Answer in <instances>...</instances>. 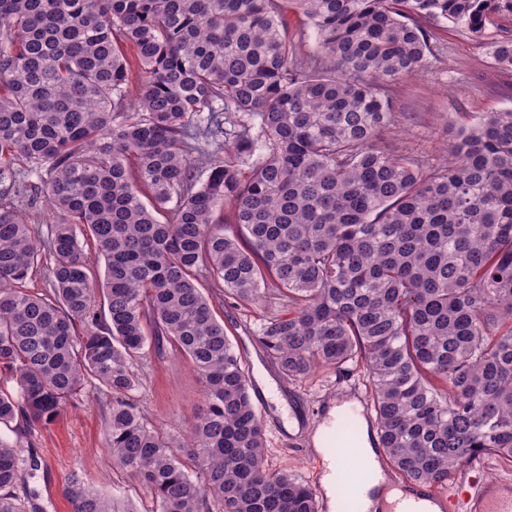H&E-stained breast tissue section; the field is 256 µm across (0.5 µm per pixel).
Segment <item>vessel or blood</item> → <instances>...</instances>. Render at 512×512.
Masks as SVG:
<instances>
[{
	"mask_svg": "<svg viewBox=\"0 0 512 512\" xmlns=\"http://www.w3.org/2000/svg\"><path fill=\"white\" fill-rule=\"evenodd\" d=\"M429 505L438 506L440 512H512V481L486 482L468 474L445 491L410 486L400 512H424Z\"/></svg>",
	"mask_w": 512,
	"mask_h": 512,
	"instance_id": "obj_1",
	"label": "vessel or blood"
}]
</instances>
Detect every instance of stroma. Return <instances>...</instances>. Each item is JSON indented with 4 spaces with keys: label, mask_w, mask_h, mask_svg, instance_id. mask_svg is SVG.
Masks as SVG:
<instances>
[{
    "label": "stroma",
    "mask_w": 512,
    "mask_h": 512,
    "mask_svg": "<svg viewBox=\"0 0 512 512\" xmlns=\"http://www.w3.org/2000/svg\"><path fill=\"white\" fill-rule=\"evenodd\" d=\"M509 30L512 22L499 20L476 38L448 22L435 25V55L419 76L400 80L392 90L399 121L383 132L381 146L395 154L418 153L436 165L455 127L480 113L512 107V69L497 66L491 55L493 42ZM277 309L270 298L247 306L228 299L216 312L249 377L269 378L276 395L287 401L300 421L299 431H287L273 401L265 400L261 420L270 468L292 472L314 486L321 497L325 494L319 486L323 466L313 438L337 401L366 404V376L360 369L339 375L323 368L303 383L284 380L256 340L261 320ZM136 371L140 384L135 396L149 421L172 435L184 436L203 393V383L189 359L167 345L161 352H150ZM109 402L108 396L89 385L66 403L50 425L17 421L0 426V436L36 462L15 490L26 512H71L64 487L72 471L121 506H132L138 512L150 506L147 493L126 473L113 468L102 449Z\"/></svg>",
    "instance_id": "stroma-1"
}]
</instances>
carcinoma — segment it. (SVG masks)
Listing matches in <instances>:
<instances>
[{"mask_svg": "<svg viewBox=\"0 0 512 512\" xmlns=\"http://www.w3.org/2000/svg\"><path fill=\"white\" fill-rule=\"evenodd\" d=\"M495 18L512 0H0V369L17 382L0 425H49L91 384L112 398L103 451L149 512H318L268 467L208 278L282 304L257 339L288 380L365 370L374 449L403 480L511 461L512 109L460 127L436 166L379 145L434 23L479 37ZM492 53L512 68V37ZM35 177L44 230L15 204ZM40 268L50 295L22 287ZM166 342L204 383L181 439L133 397ZM25 465L0 438V512H25ZM66 484L73 512H133Z\"/></svg>", "mask_w": 512, "mask_h": 512, "instance_id": "1", "label": "carcinoma"}]
</instances>
